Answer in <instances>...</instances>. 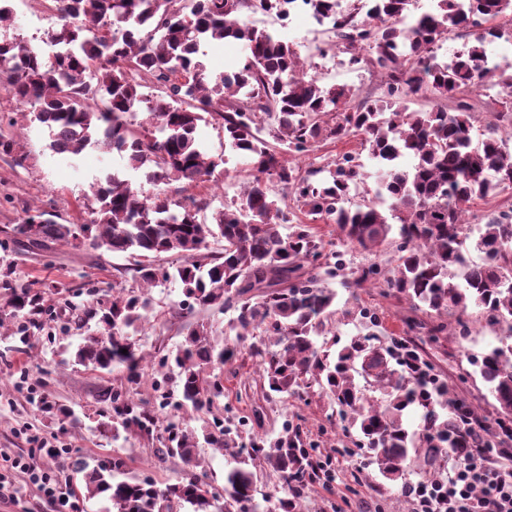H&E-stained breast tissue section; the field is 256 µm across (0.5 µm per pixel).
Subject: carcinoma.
Wrapping results in <instances>:
<instances>
[{
    "label": "carcinoma",
    "mask_w": 512,
    "mask_h": 512,
    "mask_svg": "<svg viewBox=\"0 0 512 512\" xmlns=\"http://www.w3.org/2000/svg\"><path fill=\"white\" fill-rule=\"evenodd\" d=\"M310 16L330 21L334 40L325 48L348 56L349 64L383 74V94L357 99L347 85H326L305 78L300 53L279 35L245 20L263 13L285 17L293 0H57L58 27L46 44L58 54L46 55L21 38L0 40V71L19 104L49 130L50 148L74 162L89 148L107 147L125 160L93 186L88 224H55L44 214L28 217L13 228L18 242L30 248L68 243L89 233L92 245L139 258L134 271L143 287L170 278L183 285L184 306L232 310L225 335L248 342L267 382V396L295 393L302 383L330 394L340 419L358 428L372 463L389 480L404 479L410 451L425 449L434 460L443 449L485 452L490 426L469 410V427L442 412L448 387L438 383L417 346L406 340L375 344V334L353 336L336 351L319 342L335 313L336 293L321 286L343 271L331 262L337 254L323 246L307 224L282 234L291 223L288 204L275 187L292 194L297 208L325 224L339 237L363 249L395 245L394 275L384 279L390 292L440 320L430 333L443 334L448 310L482 308L492 326L506 325L499 344L472 360L499 406L512 414V208L485 211L470 229L457 209L487 200L512 188V149L501 127L512 126V62H493L487 44L512 39V0H430L420 9L413 0H371L370 6L337 8L339 0H306ZM456 32L467 38L451 59L437 55L438 42ZM242 46V67L232 75H208L203 57L220 43ZM166 87L165 94L144 92L147 82ZM496 90L501 111L473 141L478 89ZM422 93L429 110L411 111L410 96ZM147 117L134 119L139 111ZM221 122L224 152L250 161L246 187L237 200L198 219L202 203L173 201L163 193L143 195L132 188L131 174L145 173L153 183L211 181L219 161L195 139L198 125ZM360 138L361 149L377 166L375 187L358 203L351 190L363 182L364 164L357 152L336 156L328 177L302 174L281 155H301L318 144ZM410 159V166L403 160ZM398 225L399 239L390 238ZM220 237L218 255L202 253L208 238ZM487 256L474 266L469 255ZM172 253L183 258L175 273L158 275L151 258ZM7 307L0 328L23 313L35 323L45 313L44 297L5 279ZM91 299L76 313L77 322L96 320L76 352L78 362L108 369L123 364L127 381L142 377L144 357L132 336L147 321L150 302L133 290L119 288L109 298ZM173 359L158 368L175 367L180 407L201 411L223 393L216 371L238 355V345L220 347L211 327L195 321ZM127 353H122V350ZM385 394L368 400L355 376ZM112 404L114 431L148 439L158 432L159 418L144 402L119 389L103 391ZM240 420L231 426L219 418L203 429L204 442L222 450L236 444ZM159 458L178 457L200 466L199 439L169 422ZM250 461H261L283 479L280 497L273 492L256 500V474L236 467L224 476L223 493L213 491L203 473H190L163 488L152 479L120 478L122 462L90 469L80 459L72 468L84 474L87 495H104L110 512H174L187 504L192 512H239L244 500L252 512H269L262 503L276 502L294 512L295 501L320 478L321 461L288 437V429L268 443L261 438L239 448Z\"/></svg>",
    "instance_id": "obj_1"
}]
</instances>
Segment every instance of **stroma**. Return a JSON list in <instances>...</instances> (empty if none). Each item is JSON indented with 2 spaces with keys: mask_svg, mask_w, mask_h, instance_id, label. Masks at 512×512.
<instances>
[{
  "mask_svg": "<svg viewBox=\"0 0 512 512\" xmlns=\"http://www.w3.org/2000/svg\"><path fill=\"white\" fill-rule=\"evenodd\" d=\"M10 22L0 27V37H20L32 46L43 47L46 33L57 23L55 0H11ZM251 22L279 32L286 41L296 43L308 74L323 83L345 84L358 97L377 99L382 85L376 70L351 66L345 55L319 53L320 46L333 37L330 26L307 18L282 27L278 17L254 14ZM11 144L0 150V273L9 272L15 284L46 283L58 286L59 294L45 295L46 304L57 309L79 305L74 288L100 291L112 287L140 289L134 277L133 258L94 247L90 238L74 244H54L45 250H30L13 239V229L23 223L28 212L38 210L53 215L59 224H86L91 219L87 208L91 187L101 174L119 166L117 153L86 150L76 163H69L49 147L48 129L26 115L0 78V141ZM248 171L245 159L231 158L223 169H216L212 182L190 185L183 181L156 186L134 176V188L146 193L161 191L175 200L193 197L202 200L200 220L211 221L225 203L237 198ZM313 232L328 250L343 251L348 272L374 262L385 272L394 269V251L385 247L368 253L359 246L339 240L332 224L316 223ZM336 293L337 313L327 324L329 339L346 343L363 332L359 320L344 317V310L361 305L375 309L380 317L378 335L382 344L403 338L415 343L434 374L445 382L453 399L472 406L481 417L494 420L497 403L478 369L469 358L497 345L498 332L485 324L476 307H468L462 318L469 331H451L426 336L408 331L404 324L410 314L407 304L390 294L385 283L362 288L344 287L341 279L328 282ZM149 320L134 341L145 355L172 356L184 335V322L174 310L183 301L182 284L170 279L149 289ZM43 325L34 330L30 344L0 335V451L13 456L36 455L46 472L57 481L55 499L39 492L27 475L13 479L14 501L0 503V512H106L107 502L100 497L86 498L84 482L69 462L81 459L96 465L98 461L121 460L128 476L152 478L158 487L173 484L184 476L180 459L158 461L156 450L163 437L145 439L134 435L102 432V422L111 420L112 411L101 402V390L127 382L125 365L94 370L78 364L74 353L84 333L67 319L43 316ZM267 385L259 367L247 353L224 367V394L215 400L213 413L231 409L233 414L260 413L254 431L268 438L278 437L283 422L299 430L298 445L318 449L329 460L326 478L310 484L298 500L296 512H412L406 487L420 478H444L453 461L442 455L423 475H409L407 482H391L370 464V452L358 448L357 428H344L337 406L319 387L300 388L298 394L267 398ZM69 409L70 418L58 420L46 413V406ZM55 448L67 451L69 462L60 465L52 456Z\"/></svg>",
  "mask_w": 512,
  "mask_h": 512,
  "instance_id": "1",
  "label": "stroma"
}]
</instances>
